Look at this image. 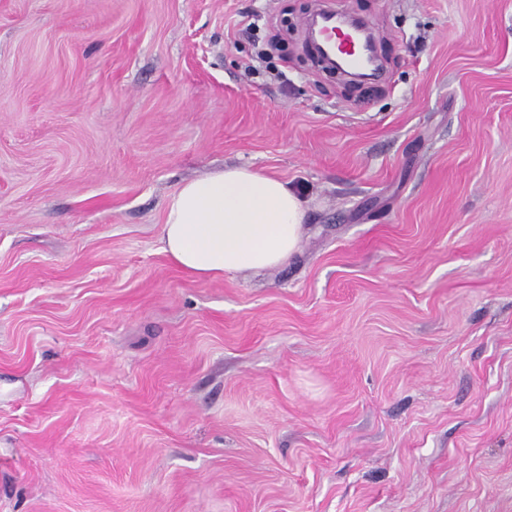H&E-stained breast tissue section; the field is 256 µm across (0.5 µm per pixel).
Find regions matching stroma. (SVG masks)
Listing matches in <instances>:
<instances>
[{"mask_svg": "<svg viewBox=\"0 0 512 512\" xmlns=\"http://www.w3.org/2000/svg\"><path fill=\"white\" fill-rule=\"evenodd\" d=\"M331 4L386 81L321 0H0V512H512V0ZM226 165L287 265L163 252ZM319 15L323 17L326 26L325 48L342 57L348 67L358 69L363 63V55L353 34L341 25V20L346 14L327 8ZM305 209L297 192L248 166L182 183L160 226L162 250L204 279L284 264L298 250Z\"/></svg>", "mask_w": 512, "mask_h": 512, "instance_id": "stroma-1", "label": "stroma"}]
</instances>
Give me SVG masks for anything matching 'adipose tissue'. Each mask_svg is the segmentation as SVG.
<instances>
[{"instance_id":"1","label":"adipose tissue","mask_w":512,"mask_h":512,"mask_svg":"<svg viewBox=\"0 0 512 512\" xmlns=\"http://www.w3.org/2000/svg\"><path fill=\"white\" fill-rule=\"evenodd\" d=\"M305 209L281 180L228 166L182 183L160 226L163 251L204 279L284 264L298 250Z\"/></svg>"}]
</instances>
